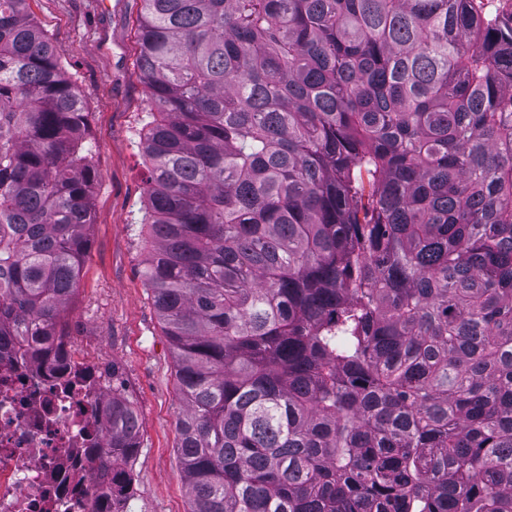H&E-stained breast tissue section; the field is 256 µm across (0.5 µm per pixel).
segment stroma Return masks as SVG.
I'll list each match as a JSON object with an SVG mask.
<instances>
[{
    "instance_id": "1",
    "label": "stroma",
    "mask_w": 512,
    "mask_h": 512,
    "mask_svg": "<svg viewBox=\"0 0 512 512\" xmlns=\"http://www.w3.org/2000/svg\"><path fill=\"white\" fill-rule=\"evenodd\" d=\"M139 8V0H29L82 93L97 175L89 246L64 328L77 353L96 358L104 375L118 373L139 415L132 512H190L175 362L142 277L151 239L139 224L147 171L138 143L148 109L136 67Z\"/></svg>"
}]
</instances>
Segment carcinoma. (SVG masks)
Instances as JSON below:
<instances>
[{
    "mask_svg": "<svg viewBox=\"0 0 512 512\" xmlns=\"http://www.w3.org/2000/svg\"><path fill=\"white\" fill-rule=\"evenodd\" d=\"M143 277L190 512H512V0H139ZM82 96L0 0V341L68 357ZM99 497L129 512L112 386Z\"/></svg>",
    "mask_w": 512,
    "mask_h": 512,
    "instance_id": "obj_1",
    "label": "carcinoma"
}]
</instances>
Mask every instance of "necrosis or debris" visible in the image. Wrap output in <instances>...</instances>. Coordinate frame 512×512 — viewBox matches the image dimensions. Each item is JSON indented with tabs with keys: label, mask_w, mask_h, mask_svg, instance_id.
Instances as JSON below:
<instances>
[{
	"label": "necrosis or debris",
	"mask_w": 512,
	"mask_h": 512,
	"mask_svg": "<svg viewBox=\"0 0 512 512\" xmlns=\"http://www.w3.org/2000/svg\"><path fill=\"white\" fill-rule=\"evenodd\" d=\"M111 397L90 359L58 372L0 353V512H97L88 451L105 445Z\"/></svg>",
	"instance_id": "necrosis-or-debris-1"
}]
</instances>
